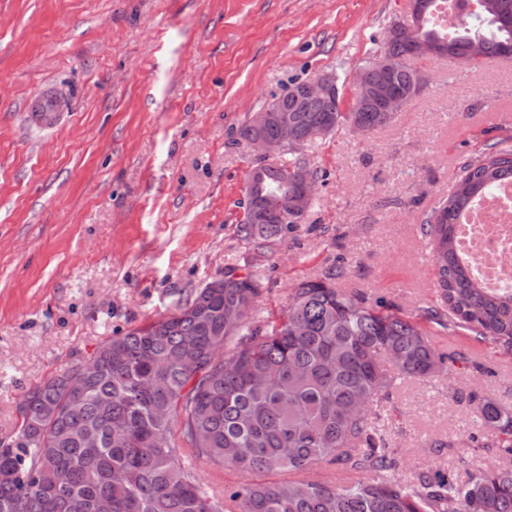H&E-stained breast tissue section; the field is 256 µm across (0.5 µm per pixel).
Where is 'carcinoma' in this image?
<instances>
[{"instance_id":"obj_1","label":"carcinoma","mask_w":512,"mask_h":512,"mask_svg":"<svg viewBox=\"0 0 512 512\" xmlns=\"http://www.w3.org/2000/svg\"><path fill=\"white\" fill-rule=\"evenodd\" d=\"M419 35L448 57L476 66L512 57V0L496 18L471 12L450 29L435 23L436 0ZM410 40L388 31L381 62L367 79L398 92L412 84ZM267 108L281 111L306 140L314 127L372 130L390 122L376 104L339 111L336 98L312 99L298 82ZM266 167L263 193L284 190L286 169ZM512 182V147L493 144L468 163L454 191L421 224L432 241L439 307L424 317L443 330L512 347V289L484 288L458 248L459 219L478 198ZM296 223L267 206L238 225L264 249ZM343 267L298 284L283 314L261 324L253 312L259 283L250 272L224 273L173 311L101 341L77 389L68 366L34 385L19 405L11 443L0 446V512H512V469L481 470L461 480L451 470L395 478L396 457L369 406L399 375L436 376L446 367L417 317L335 286ZM484 444L512 459V410L480 406ZM235 469L238 486L215 491L196 466ZM337 464L360 474L315 481L311 469Z\"/></svg>"}]
</instances>
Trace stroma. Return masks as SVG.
Returning <instances> with one entry per match:
<instances>
[{
    "label": "stroma",
    "instance_id": "stroma-1",
    "mask_svg": "<svg viewBox=\"0 0 512 512\" xmlns=\"http://www.w3.org/2000/svg\"><path fill=\"white\" fill-rule=\"evenodd\" d=\"M409 12V0H0L1 443L29 387L230 267L257 274L261 322L333 265L368 302L415 315L436 305L421 224L467 162L512 146V58L412 60L426 83L389 124L281 153L319 173L286 239L261 250L237 233L260 161L240 129L319 73H336L350 111L353 72ZM55 92L67 109L33 120L30 101ZM431 333L439 352L468 359L397 378L374 403L396 476L511 468L468 435L478 399L512 409V350Z\"/></svg>",
    "mask_w": 512,
    "mask_h": 512
}]
</instances>
